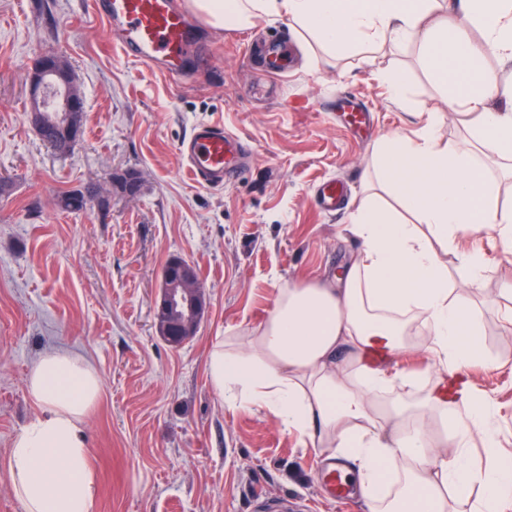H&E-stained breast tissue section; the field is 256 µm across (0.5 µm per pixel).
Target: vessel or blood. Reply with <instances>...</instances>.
I'll return each instance as SVG.
<instances>
[{"mask_svg":"<svg viewBox=\"0 0 512 512\" xmlns=\"http://www.w3.org/2000/svg\"><path fill=\"white\" fill-rule=\"evenodd\" d=\"M96 4L109 26L120 29L122 52L132 61L177 80L186 75L189 60L200 54L190 19L177 0H96ZM180 151L195 183L218 188L239 176L246 146L223 125L202 123L184 139ZM322 482L336 499L345 501L352 495L353 484L340 464L323 472Z\"/></svg>","mask_w":512,"mask_h":512,"instance_id":"b4317fda","label":"vessel or blood"}]
</instances>
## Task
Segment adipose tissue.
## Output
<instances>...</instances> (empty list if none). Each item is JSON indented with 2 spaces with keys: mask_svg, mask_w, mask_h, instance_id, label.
I'll list each match as a JSON object with an SVG mask.
<instances>
[{
  "mask_svg": "<svg viewBox=\"0 0 512 512\" xmlns=\"http://www.w3.org/2000/svg\"><path fill=\"white\" fill-rule=\"evenodd\" d=\"M217 29L249 27L264 18L287 22L305 47L324 56L360 55L385 41L421 42L449 107L471 124L469 138L447 145L439 113L419 132L382 134L370 172L372 192L359 202L350 230L361 249L337 283L279 289L268 318L217 337L206 372L226 407L273 413L324 459H343L369 512H474L512 507V455L500 453L492 407L474 394L464 371L483 360L474 308L448 286L445 255L456 254L467 288H479L485 261L457 252L474 231H500L512 252V206L501 204L483 165L512 161V105L496 70L512 66V0H187ZM480 40H473L472 31ZM422 340L407 336L412 323ZM424 352L437 380L415 407L383 409L381 399L414 384L395 369L401 353ZM28 392L36 412L8 459L24 512H94L98 474L83 424L101 393L96 370L52 349L32 367ZM481 436L486 464L469 442Z\"/></svg>",
  "mask_w": 512,
  "mask_h": 512,
  "instance_id": "obj_1",
  "label": "adipose tissue"
}]
</instances>
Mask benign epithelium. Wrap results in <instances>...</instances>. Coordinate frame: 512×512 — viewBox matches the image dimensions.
<instances>
[{
	"mask_svg": "<svg viewBox=\"0 0 512 512\" xmlns=\"http://www.w3.org/2000/svg\"><path fill=\"white\" fill-rule=\"evenodd\" d=\"M31 88L29 121L39 130L44 124L43 98L52 90L54 111L62 118L56 127V143L69 145L79 137L77 114L84 100L72 86L69 68L53 54H41L28 71ZM204 298L192 267L181 261H169L163 271L159 302L155 310L158 335L177 336L184 340L194 336L204 312Z\"/></svg>",
	"mask_w": 512,
	"mask_h": 512,
	"instance_id": "benign-epithelium-1",
	"label": "benign epithelium"
}]
</instances>
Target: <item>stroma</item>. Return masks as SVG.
I'll return each mask as SVG.
<instances>
[{
  "label": "stroma",
  "mask_w": 512,
  "mask_h": 512,
  "mask_svg": "<svg viewBox=\"0 0 512 512\" xmlns=\"http://www.w3.org/2000/svg\"><path fill=\"white\" fill-rule=\"evenodd\" d=\"M93 0H0V512H24L13 493V440L35 412L33 364L64 349L97 371L102 393L84 428L98 471L95 512H258V496L298 499L308 512H368L324 496L323 461L272 413L228 409L211 389L206 356L214 336L270 314L279 288L332 278L357 254L346 230L363 191L373 146L387 131L414 134L443 113L442 140L465 123L448 111L415 44L375 47L367 66L349 55L310 70L286 23L259 20L217 30L193 16L209 66H189L175 84L122 54ZM290 46L287 70L268 68V44ZM59 56L82 95V134L66 155L45 145L27 120L26 74L38 55ZM408 76L392 99L381 70ZM357 98L367 131L348 130L337 102ZM223 123L253 153L221 188L194 183L179 146L200 123ZM134 173L136 192L125 193ZM345 184L334 213L319 184ZM111 188L107 208L56 204L66 191ZM486 260L479 312L487 363L471 366L476 394L493 406L500 449L512 452V259L497 232L461 242ZM194 267L206 300L195 336L170 347L157 335L154 306L162 270Z\"/></svg>",
  "instance_id": "35a3bbf8"
}]
</instances>
